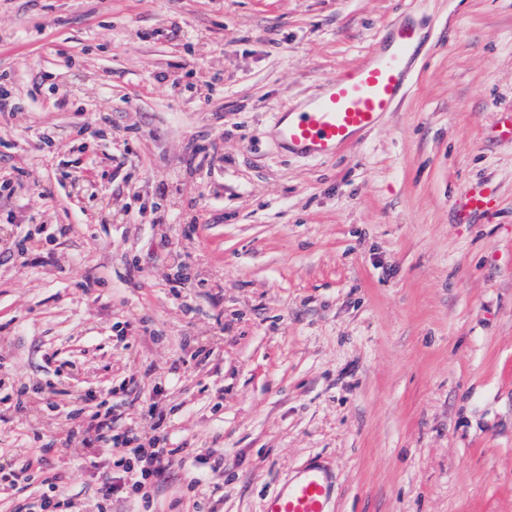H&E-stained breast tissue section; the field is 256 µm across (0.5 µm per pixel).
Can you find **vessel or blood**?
<instances>
[{"label":"vessel or blood","instance_id":"vessel-or-blood-1","mask_svg":"<svg viewBox=\"0 0 512 512\" xmlns=\"http://www.w3.org/2000/svg\"><path fill=\"white\" fill-rule=\"evenodd\" d=\"M420 49V27L412 15H404L388 28L366 61L327 77L317 94L278 115L273 138L295 157L334 156L401 105ZM459 206L467 214H486L494 208L495 197L486 187L469 189ZM334 484L328 468L308 463L266 500L263 512H328Z\"/></svg>","mask_w":512,"mask_h":512}]
</instances>
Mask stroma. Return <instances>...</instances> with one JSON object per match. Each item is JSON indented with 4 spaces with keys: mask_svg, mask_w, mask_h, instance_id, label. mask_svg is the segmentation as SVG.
I'll return each instance as SVG.
<instances>
[{
    "mask_svg": "<svg viewBox=\"0 0 512 512\" xmlns=\"http://www.w3.org/2000/svg\"><path fill=\"white\" fill-rule=\"evenodd\" d=\"M408 8L426 51L399 108L336 156L283 152L278 113ZM176 61L181 99L150 85ZM0 82L20 102L0 114V175L25 183L0 214L70 227L30 224L48 263L0 253V354L29 390L0 420V458L41 449L59 491L99 500L109 453L65 444L62 406L108 392L149 432L152 379L128 378L183 356L161 401L190 454L147 505L109 512H263L312 461L334 475L330 512H512V147L495 138L512 110V0H0ZM98 116L112 166L92 192L61 187L60 162L102 150L69 127ZM191 140L224 165L184 174ZM483 184L493 213L461 219L462 191ZM199 193L197 223H151L155 206L187 217ZM165 243L186 267L162 263ZM177 274L189 300L170 291ZM210 448L214 476L197 460Z\"/></svg>",
    "mask_w": 512,
    "mask_h": 512,
    "instance_id": "stroma-1",
    "label": "stroma"
}]
</instances>
